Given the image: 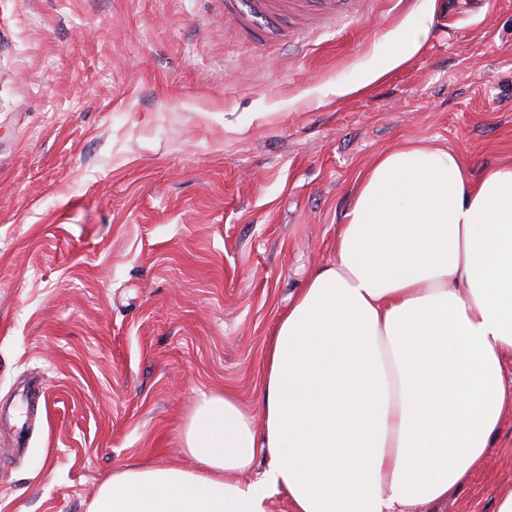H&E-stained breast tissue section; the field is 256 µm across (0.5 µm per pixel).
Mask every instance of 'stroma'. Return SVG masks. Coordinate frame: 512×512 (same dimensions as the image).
Listing matches in <instances>:
<instances>
[{
  "mask_svg": "<svg viewBox=\"0 0 512 512\" xmlns=\"http://www.w3.org/2000/svg\"><path fill=\"white\" fill-rule=\"evenodd\" d=\"M421 49L369 91L425 11ZM257 21L224 0H0V512H87L135 460L186 463L200 393L249 409L277 320L332 262L359 173L424 139L512 161V0H361ZM484 474L407 512H496ZM432 23V13L424 14L412 26L405 40L393 48L381 64L367 68L362 79L356 85L336 84L329 89V93L336 97H342L358 90L367 89L389 71L405 64L420 49L422 38Z\"/></svg>",
  "mask_w": 512,
  "mask_h": 512,
  "instance_id": "1",
  "label": "stroma"
}]
</instances>
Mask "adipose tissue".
<instances>
[{
    "label": "adipose tissue",
    "mask_w": 512,
    "mask_h": 512,
    "mask_svg": "<svg viewBox=\"0 0 512 512\" xmlns=\"http://www.w3.org/2000/svg\"><path fill=\"white\" fill-rule=\"evenodd\" d=\"M423 15L342 97L405 64ZM512 163L472 178L418 140L358 176L336 239L278 322L260 385L263 433L231 390L204 393L180 436L190 466L135 463L88 512H404L482 474L512 411ZM268 467L240 481L258 453Z\"/></svg>",
    "instance_id": "ef3b65f1"
}]
</instances>
